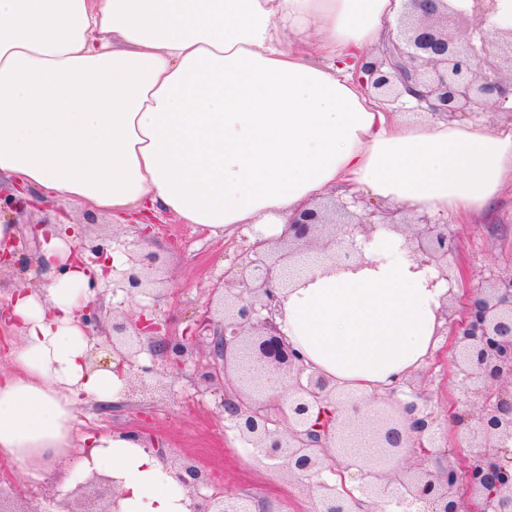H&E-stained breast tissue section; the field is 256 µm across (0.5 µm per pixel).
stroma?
<instances>
[{
	"label": "stroma",
	"instance_id": "35a3bbf8",
	"mask_svg": "<svg viewBox=\"0 0 512 512\" xmlns=\"http://www.w3.org/2000/svg\"><path fill=\"white\" fill-rule=\"evenodd\" d=\"M65 219L72 224L76 239L97 246L104 253L119 254L124 244L159 257L156 275L161 278L159 292L133 299L98 289L95 310L104 325L121 314L147 309L167 324L172 336H182L191 328L210 297V289L237 259L248 239L240 231L211 234L194 224L172 222L157 233H145L142 225L120 224L104 214H93L75 203L53 204L43 209L29 208L18 214V237L23 246L19 254L25 267L10 265L0 269V293L16 288H38L47 280L39 251L32 246L35 226ZM459 251L448 262L455 294L481 284L490 274L512 270V188L502 194L496 212L481 224H457ZM210 361L207 347H200L182 377L165 378L156 374L125 385L119 400L101 403L80 401L75 409L73 447H81L83 435L101 430L136 431L164 450L171 470L181 461L195 457L212 473L213 485L226 494L243 498L268 512H312L314 502L306 479L288 476L285 469L264 460L256 448L227 428L220 411L223 394L234 393L236 376H229L223 390L198 391L196 371ZM416 382L424 390L437 420L442 444L465 447L467 430L460 427L456 413L477 410V399L461 386L455 376L454 358L448 347L435 352ZM67 457L52 459L32 476L16 464L0 459V479L15 486L30 485L35 502L47 508L50 499L62 493L63 470Z\"/></svg>",
	"mask_w": 512,
	"mask_h": 512
}]
</instances>
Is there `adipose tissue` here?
<instances>
[{
    "mask_svg": "<svg viewBox=\"0 0 512 512\" xmlns=\"http://www.w3.org/2000/svg\"><path fill=\"white\" fill-rule=\"evenodd\" d=\"M405 0H0V176L43 201L137 224L160 213L219 234L282 236L327 191L414 214L486 218L512 186V125L391 112L355 77ZM40 290L0 300L12 371L0 373V457L36 473L65 454L75 407L124 380L88 361L77 313L93 264L61 224ZM381 227L344 269L317 263L283 290L279 330L311 370L354 396L385 393L440 345L448 291ZM66 480L115 478L121 512H189L175 471L135 433L96 432Z\"/></svg>",
    "mask_w": 512,
    "mask_h": 512,
    "instance_id": "1",
    "label": "adipose tissue"
}]
</instances>
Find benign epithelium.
<instances>
[{
    "label": "benign epithelium",
    "mask_w": 512,
    "mask_h": 512,
    "mask_svg": "<svg viewBox=\"0 0 512 512\" xmlns=\"http://www.w3.org/2000/svg\"><path fill=\"white\" fill-rule=\"evenodd\" d=\"M412 9L402 13L397 36L383 47L380 56L361 61L362 84L395 103L398 85L413 93L432 112L453 117L480 101L506 103L512 95V49L494 59L486 48L483 24L496 13L497 0H470L468 9H456L449 0H410ZM469 18L471 28L457 35L449 22ZM16 192L0 193V213L16 211L25 201ZM373 213L358 216L343 202L302 211L288 224V233L257 240L224 271V286L214 288L205 309L198 315L197 330L179 339L159 337L161 324L142 312L124 315L112 322V331L95 318L92 305L83 307L81 320L94 328L89 360L117 361L122 377L156 372L141 363L144 344L172 373L179 374L192 358L197 337L208 334L212 358L222 367L200 370L197 387L211 390L229 360L238 367L240 382L252 392L266 390L275 395L249 405L240 391L226 395L221 409L239 437L258 448L263 459L282 462L288 472L310 480L314 512H358L363 500L342 493L320 479L324 469L344 466L356 470L362 480L361 495L374 500L422 504L424 512H512V271L490 276L485 283L468 289L460 319L452 318L448 306L441 315L450 325L455 375L460 384L478 385L479 408L458 416L472 439L471 460L457 467L408 468L393 473L382 470L377 457L391 450L413 449L430 457L424 442L437 441L435 420L427 412V399L405 379L392 388L401 417L390 415L372 423L363 422L362 406L326 417L313 425L309 415L335 396L336 388L325 377L307 372L301 353L279 331L275 315L281 300L279 289L288 287L285 271L311 249L332 252L343 265L362 259L357 237L369 241L379 226L404 235L402 248L420 265L438 272L437 280L451 282L448 257L458 248L448 225L425 218L415 223L398 222L387 212L376 223ZM157 257L127 252V268H112L106 288L133 298L150 292ZM414 420L415 435L405 434V419ZM368 434L375 453L369 457L337 461L343 435L356 440ZM179 478L190 498V512H246V502L216 491L209 477L192 461L183 462ZM21 493L0 489V512H40L15 506ZM122 494L115 480L93 473L61 500L65 512H120Z\"/></svg>",
    "instance_id": "7a95c632"
}]
</instances>
